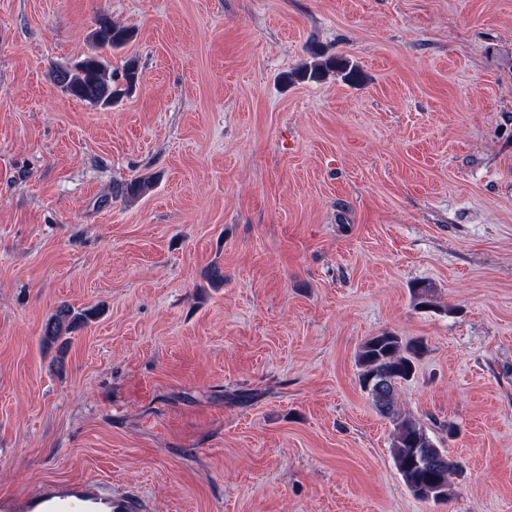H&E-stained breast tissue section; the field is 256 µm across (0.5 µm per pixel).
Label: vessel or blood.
<instances>
[{
	"mask_svg": "<svg viewBox=\"0 0 512 512\" xmlns=\"http://www.w3.org/2000/svg\"><path fill=\"white\" fill-rule=\"evenodd\" d=\"M12 508L14 512H137L138 506L129 499H113L107 486L92 483L46 486L35 495L18 499Z\"/></svg>",
	"mask_w": 512,
	"mask_h": 512,
	"instance_id": "obj_1",
	"label": "vessel or blood"
}]
</instances>
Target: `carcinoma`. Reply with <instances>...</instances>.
I'll return each mask as SVG.
<instances>
[{
	"instance_id": "carcinoma-1",
	"label": "carcinoma",
	"mask_w": 512,
	"mask_h": 512,
	"mask_svg": "<svg viewBox=\"0 0 512 512\" xmlns=\"http://www.w3.org/2000/svg\"><path fill=\"white\" fill-rule=\"evenodd\" d=\"M133 38V30L102 16L97 19L93 32L94 51L77 61L55 66L50 77L64 94L108 108L129 94L139 80L138 64L132 58L124 62L122 72L112 69V52L125 48ZM330 74L347 85L363 80L354 62L314 52L310 61L288 74V81H320ZM150 187L151 179L144 177L116 185L114 195L136 199ZM94 316L90 310L63 304L45 321L41 341L62 347L69 343L75 330ZM425 351L421 340H405L391 332L372 336L358 351V378L379 415L393 425L391 454L405 485L418 499L439 501L452 494L451 478L457 467L448 462L446 450L422 423L402 415L397 396L398 384L414 376L417 361Z\"/></svg>"
}]
</instances>
